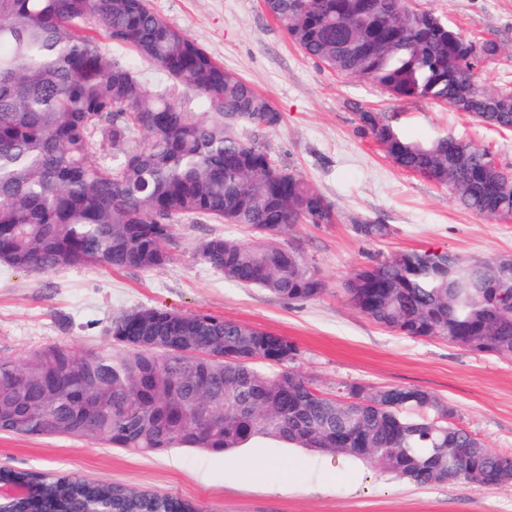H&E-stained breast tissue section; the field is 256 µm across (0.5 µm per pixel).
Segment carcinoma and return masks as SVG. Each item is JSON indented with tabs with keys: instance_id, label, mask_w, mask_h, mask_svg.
Returning a JSON list of instances; mask_svg holds the SVG:
<instances>
[{
	"instance_id": "1",
	"label": "carcinoma",
	"mask_w": 512,
	"mask_h": 512,
	"mask_svg": "<svg viewBox=\"0 0 512 512\" xmlns=\"http://www.w3.org/2000/svg\"><path fill=\"white\" fill-rule=\"evenodd\" d=\"M307 56L380 86L512 131V111L483 71L502 52L428 22L410 31L406 0H265ZM156 64L168 84L108 60L95 33ZM357 131L400 169L448 190L460 208L512 220V173L486 168L488 150L450 136L415 141L360 108ZM281 115L269 99L146 0H0V263L48 273L87 264L150 271L169 260L181 217L248 227L220 236L200 260L290 303L326 291L313 259L280 239L295 224H328L331 208L300 174L278 166L265 133ZM106 161L96 160L104 149ZM368 241L387 224H356ZM507 287L494 294L487 285ZM369 321L415 339L440 338L512 358V269L446 251L405 250L345 281ZM111 345L79 355L54 345L0 358V431L101 440L137 454L191 448L232 454L264 442L375 463L410 483L458 479L509 486L507 455L453 421L454 409L414 387L342 383L321 394L293 366L284 336L209 313L139 308L108 330ZM0 480L39 490L45 512H197L171 495L69 474L5 469Z\"/></svg>"
}]
</instances>
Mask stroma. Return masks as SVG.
I'll return each instance as SVG.
<instances>
[{"mask_svg":"<svg viewBox=\"0 0 512 512\" xmlns=\"http://www.w3.org/2000/svg\"><path fill=\"white\" fill-rule=\"evenodd\" d=\"M411 4L464 35L497 39L505 52L483 78L493 87L512 86V0ZM148 6L281 113L267 135L276 164L301 173L335 211L333 223L295 225L284 242L315 260L326 291L292 304L225 281L196 249L213 236L249 239V230L185 217L174 226L169 262L150 272L81 266L27 273L0 265V358L18 361L59 343L81 354L107 348V327L133 309L210 313L294 342L295 369L326 396L343 382L424 389L454 408L457 425L493 451L512 454V359L390 332L342 293L354 270L403 250H443L467 260L512 254V221L461 210L446 189L396 167L358 133L357 108L383 113L412 140L448 134L471 141L511 170L512 131L446 105L395 101L379 86L338 76L289 41L262 0H148ZM359 220L389 225L391 233L367 241L354 231ZM0 468L73 473L170 494L199 512H512V486L465 480L416 486L374 464L285 445L248 446L229 458L186 448L138 455L90 439L0 432Z\"/></svg>","mask_w":512,"mask_h":512,"instance_id":"stroma-1","label":"stroma"}]
</instances>
